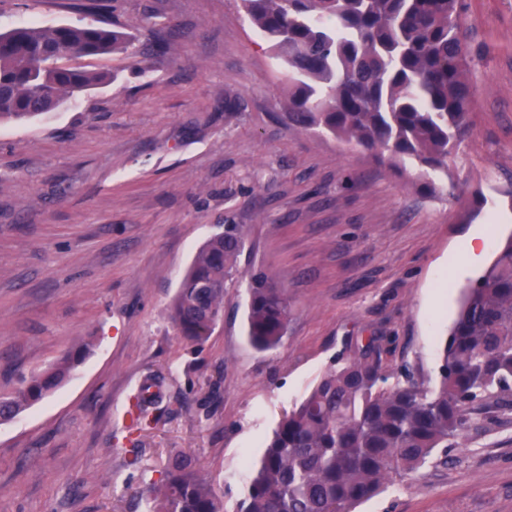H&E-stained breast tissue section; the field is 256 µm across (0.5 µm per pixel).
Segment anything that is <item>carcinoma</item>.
I'll return each mask as SVG.
<instances>
[{
  "label": "carcinoma",
  "mask_w": 512,
  "mask_h": 512,
  "mask_svg": "<svg viewBox=\"0 0 512 512\" xmlns=\"http://www.w3.org/2000/svg\"><path fill=\"white\" fill-rule=\"evenodd\" d=\"M282 61L288 126L323 128L374 156L389 153L448 173L468 136L473 53L462 36L465 0H242ZM129 36L104 26L34 24L0 33V122L36 118L112 81L103 71L47 65L60 56L125 53ZM246 238L226 224L194 256L173 299L181 336L202 345L224 318V284ZM247 335L257 348L282 340L291 308L265 271L248 287ZM89 347L0 392V422L46 399L72 376ZM512 406V239L466 289L435 383L382 367L380 339L321 377L266 440L235 512H353L394 476L413 473L476 423L474 406ZM168 411L162 383L143 380L125 412L138 445ZM147 512H225L224 496L191 460L175 454L146 495Z\"/></svg>",
  "instance_id": "carcinoma-1"
}]
</instances>
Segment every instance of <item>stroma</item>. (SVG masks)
<instances>
[{
    "label": "stroma",
    "instance_id": "obj_1",
    "mask_svg": "<svg viewBox=\"0 0 512 512\" xmlns=\"http://www.w3.org/2000/svg\"><path fill=\"white\" fill-rule=\"evenodd\" d=\"M466 3L468 44L491 51L470 68V135L429 195L415 163L288 128L284 69L241 0H0V31L103 22L134 49L76 59L112 82L0 123V390L91 345L63 386L0 424V512H142L143 489L177 453L233 512L285 411L367 337H380L385 370L436 378L460 290L494 258L435 313L449 254L487 223L492 243L512 235V0ZM450 180L459 199L441 190ZM228 224L243 225L246 247L223 321L193 346L171 300ZM259 270L293 303L268 350L246 328ZM150 374L169 412L134 448L124 413ZM472 417L447 463L394 477L355 512H512V408Z\"/></svg>",
    "mask_w": 512,
    "mask_h": 512
}]
</instances>
